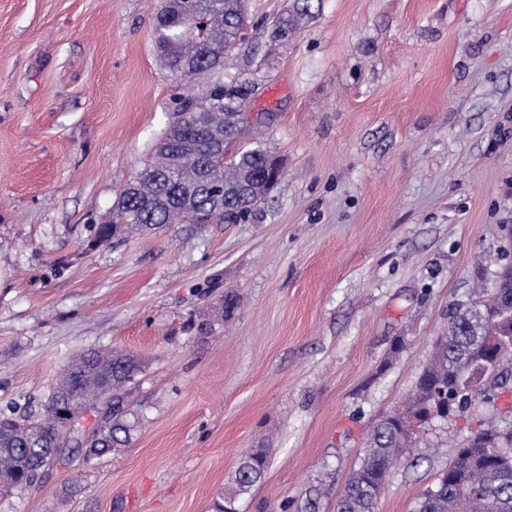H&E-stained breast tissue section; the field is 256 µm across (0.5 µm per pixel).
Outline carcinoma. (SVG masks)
I'll return each mask as SVG.
<instances>
[{"label": "carcinoma", "mask_w": 512, "mask_h": 512, "mask_svg": "<svg viewBox=\"0 0 512 512\" xmlns=\"http://www.w3.org/2000/svg\"><path fill=\"white\" fill-rule=\"evenodd\" d=\"M195 8L204 19L185 34L180 14ZM320 8V0H293L279 18L274 39L286 42ZM247 18L246 0H175L166 3L154 29L156 49L173 73L188 77L203 92L183 100L174 113L153 160L121 192L110 215L126 216L125 232H152L168 224H236L238 218L268 203L273 187L269 163L277 156L255 141L243 103L248 82L226 85L222 67L227 50L240 38ZM512 308V264L501 267L493 288L452 309L448 329L432 345L413 395L395 418L378 420L365 439L364 455L353 470L336 512H378L379 499L395 466L414 463L412 448L419 423L461 417L471 406L502 410L498 401L512 392V342L490 349L486 340L502 310ZM140 372L138 362L118 351L87 350L76 355L52 389L45 413L36 421L0 414V495L33 484L35 473L55 448L73 441L71 419L112 402V412L94 428L86 458L117 451L127 442L128 425L120 406ZM455 399L451 415L434 412L436 403ZM512 447V432L502 434L494 417L480 419L456 446V458L436 484L426 490L417 512H512V453L491 459L490 450ZM267 451L246 454L230 473L215 512H237L239 501L261 481Z\"/></svg>", "instance_id": "obj_1"}]
</instances>
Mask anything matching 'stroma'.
<instances>
[{"label": "stroma", "instance_id": "35a3bbf8", "mask_svg": "<svg viewBox=\"0 0 512 512\" xmlns=\"http://www.w3.org/2000/svg\"><path fill=\"white\" fill-rule=\"evenodd\" d=\"M162 2L0 0V410L41 418L87 349L142 368L122 451L74 452L0 512H214L255 448L270 463L239 512H297L318 482L335 512L449 307L512 263V0H323L285 45L292 0H248L224 79L252 83L272 200L98 246L194 92L158 57ZM488 414L426 423L379 512H415Z\"/></svg>", "mask_w": 512, "mask_h": 512}]
</instances>
